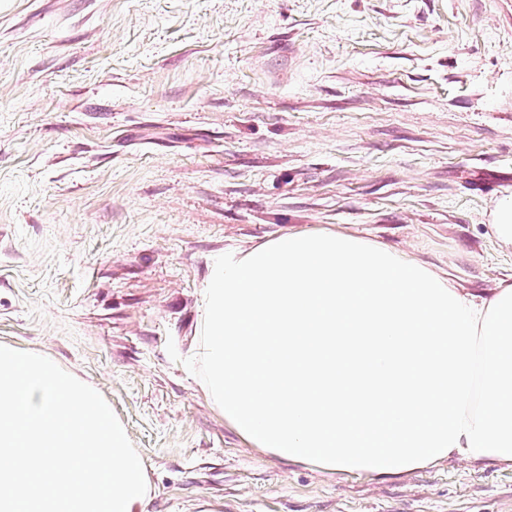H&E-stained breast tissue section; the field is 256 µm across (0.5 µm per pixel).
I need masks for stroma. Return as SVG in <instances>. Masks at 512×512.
I'll return each instance as SVG.
<instances>
[{
  "label": "stroma",
  "mask_w": 512,
  "mask_h": 512,
  "mask_svg": "<svg viewBox=\"0 0 512 512\" xmlns=\"http://www.w3.org/2000/svg\"><path fill=\"white\" fill-rule=\"evenodd\" d=\"M510 194L512 0H0V343L99 390L146 512H512L511 465L252 447L183 364L225 249L329 229L488 297ZM490 228L498 240L512 245V194L502 196L495 202Z\"/></svg>",
  "instance_id": "obj_1"
}]
</instances>
